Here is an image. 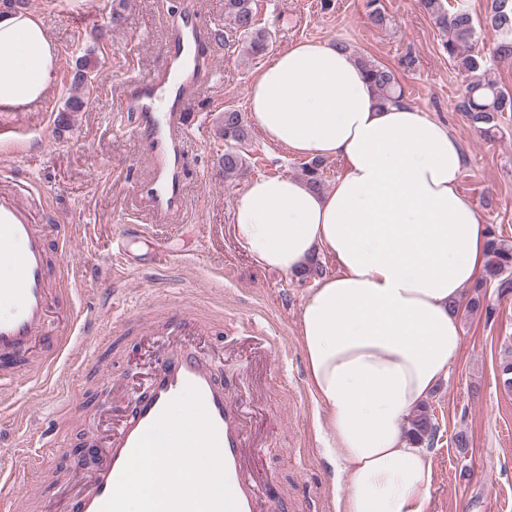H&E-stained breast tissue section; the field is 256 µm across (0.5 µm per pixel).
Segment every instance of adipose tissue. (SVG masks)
<instances>
[{"label":"adipose tissue","mask_w":512,"mask_h":512,"mask_svg":"<svg viewBox=\"0 0 512 512\" xmlns=\"http://www.w3.org/2000/svg\"><path fill=\"white\" fill-rule=\"evenodd\" d=\"M56 61L43 24L0 14V105L44 97ZM248 109L273 144L338 159L317 191L289 176L252 180L232 234L258 265L285 273L335 258L299 326L311 390L346 471L339 512H425L432 469L403 427L459 356L451 305L484 272L486 232L463 199L459 141L409 101L378 106L362 68L334 41L277 52L252 83Z\"/></svg>","instance_id":"obj_1"}]
</instances>
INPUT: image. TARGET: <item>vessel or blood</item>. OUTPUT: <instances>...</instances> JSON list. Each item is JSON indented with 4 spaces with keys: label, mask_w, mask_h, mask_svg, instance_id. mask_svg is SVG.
Wrapping results in <instances>:
<instances>
[{
    "label": "vessel or blood",
    "mask_w": 512,
    "mask_h": 512,
    "mask_svg": "<svg viewBox=\"0 0 512 512\" xmlns=\"http://www.w3.org/2000/svg\"><path fill=\"white\" fill-rule=\"evenodd\" d=\"M206 34L195 6H183L179 22L169 31L162 73L129 74L119 93V106L136 119V132L151 161L150 174L138 188L141 203L147 212L169 223L178 222L183 208L181 143L190 129L182 116L208 71L209 60L202 49ZM42 197L24 180L16 182L12 191L0 193V267L10 272L9 279L0 283V298H8L11 304L10 312L0 315V388L11 385L20 370L46 367L56 360L52 354L39 355L37 348L54 331L50 309L62 290L50 254L63 251L69 232L62 224L37 223L32 203ZM166 318L184 327L213 325L211 319L183 307L169 309ZM190 384L200 391L215 425L238 512H276L248 466L252 445L245 407L225 390L207 362L181 348L164 350L157 358L145 391L113 427L103 462L73 499L71 512H100L140 436Z\"/></svg>",
    "instance_id": "vessel-or-blood-1"
}]
</instances>
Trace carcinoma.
Segmentation results:
<instances>
[{
	"instance_id": "obj_1",
	"label": "carcinoma",
	"mask_w": 512,
	"mask_h": 512,
	"mask_svg": "<svg viewBox=\"0 0 512 512\" xmlns=\"http://www.w3.org/2000/svg\"><path fill=\"white\" fill-rule=\"evenodd\" d=\"M424 11L434 19L445 34L442 49L448 60L464 77V91L460 109L475 130L489 135L500 127L504 114L512 112V91L486 77L483 59L472 54V48L480 27L490 28L500 38L490 51L495 62H512V0H491L490 6L481 17L471 14L461 3L453 5L449 0H419ZM225 13L233 23V30L243 41L246 52L254 57L263 56L272 43V34L257 26L252 0H225ZM357 63L364 70L378 104L384 106L404 97V89L393 69L375 61L358 58ZM97 67L94 52L88 50L76 60L72 76L71 95L59 119L60 125L69 124V114L84 108V98L76 93ZM219 134L224 138V153L219 165L224 177H232L244 170L246 164L245 145L248 129L245 116L236 109H226L221 117ZM323 159L314 157L304 164L302 174L306 182L320 190L323 182ZM487 242L483 276L474 284L475 296L470 307L475 308L485 300L487 294L497 298L512 295V241L493 226L486 227ZM438 426L433 422L429 409L421 407L408 421L407 433L416 441L434 443Z\"/></svg>"
}]
</instances>
